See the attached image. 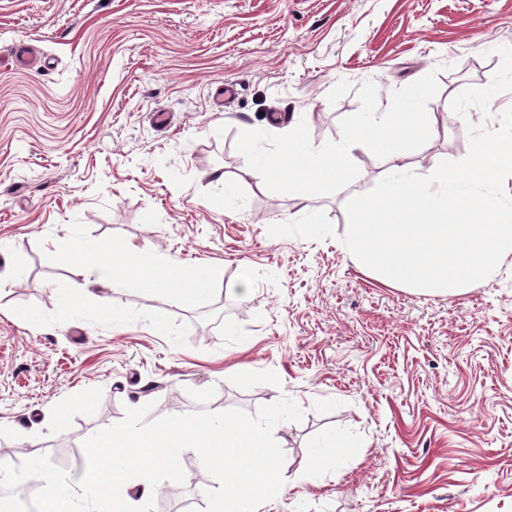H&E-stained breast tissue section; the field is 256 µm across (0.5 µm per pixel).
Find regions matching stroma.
<instances>
[{
	"instance_id": "stroma-1",
	"label": "stroma",
	"mask_w": 512,
	"mask_h": 512,
	"mask_svg": "<svg viewBox=\"0 0 512 512\" xmlns=\"http://www.w3.org/2000/svg\"><path fill=\"white\" fill-rule=\"evenodd\" d=\"M500 46L512 0H0V448L74 482L83 440L128 407L253 415L286 396L304 418L274 429L284 485L261 512H512V257L453 297L387 284L341 238L388 159L353 146L359 176L303 202L235 148L302 120L313 146L339 140L364 82L384 110L433 72L435 130L403 155L430 174L467 155L483 114L450 101L491 83ZM73 236L213 275L189 308L113 285L97 253L79 268ZM182 464L154 512H203L196 453Z\"/></svg>"
}]
</instances>
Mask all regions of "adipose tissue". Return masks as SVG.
<instances>
[{"instance_id":"adipose-tissue-1","label":"adipose tissue","mask_w":512,"mask_h":512,"mask_svg":"<svg viewBox=\"0 0 512 512\" xmlns=\"http://www.w3.org/2000/svg\"><path fill=\"white\" fill-rule=\"evenodd\" d=\"M132 261L140 264L138 277L144 288L151 290L160 285L171 286L186 305L192 306L197 303L199 290L196 286L195 271L184 268L174 259L155 260L147 255L142 247L132 242L121 249L119 262L112 266L114 283L125 281L126 275L122 268Z\"/></svg>"}]
</instances>
